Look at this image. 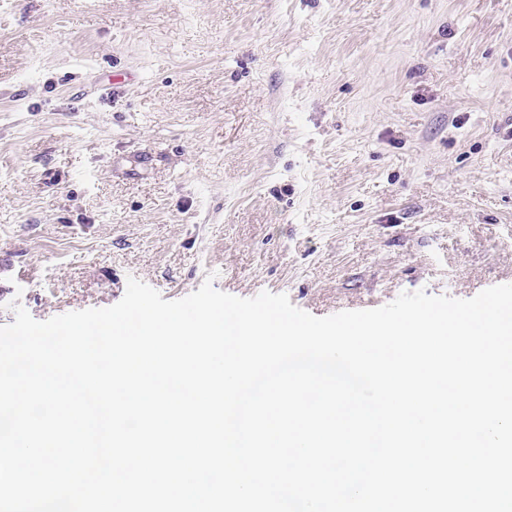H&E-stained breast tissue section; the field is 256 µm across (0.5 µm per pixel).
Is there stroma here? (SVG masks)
<instances>
[{"label": "stroma", "instance_id": "1", "mask_svg": "<svg viewBox=\"0 0 512 512\" xmlns=\"http://www.w3.org/2000/svg\"><path fill=\"white\" fill-rule=\"evenodd\" d=\"M210 274L319 317L512 284V0H0V326Z\"/></svg>", "mask_w": 512, "mask_h": 512}]
</instances>
